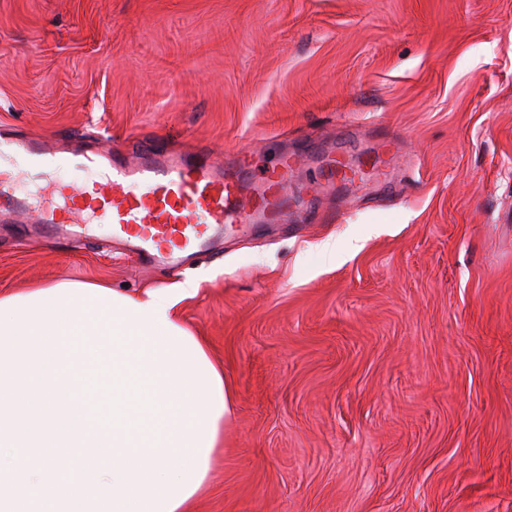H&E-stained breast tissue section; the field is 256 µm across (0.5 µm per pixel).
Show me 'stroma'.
<instances>
[{"label": "stroma", "instance_id": "35a3bbf8", "mask_svg": "<svg viewBox=\"0 0 512 512\" xmlns=\"http://www.w3.org/2000/svg\"><path fill=\"white\" fill-rule=\"evenodd\" d=\"M0 126L294 159L219 261L0 223L1 295L198 282L233 405L193 512H512V0H0Z\"/></svg>", "mask_w": 512, "mask_h": 512}]
</instances>
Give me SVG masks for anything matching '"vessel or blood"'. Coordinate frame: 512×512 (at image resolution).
Segmentation results:
<instances>
[{
	"label": "vessel or blood",
	"instance_id": "1",
	"mask_svg": "<svg viewBox=\"0 0 512 512\" xmlns=\"http://www.w3.org/2000/svg\"><path fill=\"white\" fill-rule=\"evenodd\" d=\"M64 166L90 170L81 184L57 181ZM292 164L254 185L241 158L205 153L174 157L143 149L136 163L109 150L65 154L35 141L0 139V221L29 215L32 223L107 224L114 238L140 259L173 263L206 252L221 256L228 224H284Z\"/></svg>",
	"mask_w": 512,
	"mask_h": 512
}]
</instances>
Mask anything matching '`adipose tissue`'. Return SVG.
<instances>
[{"instance_id":"adipose-tissue-1","label":"adipose tissue","mask_w":512,"mask_h":512,"mask_svg":"<svg viewBox=\"0 0 512 512\" xmlns=\"http://www.w3.org/2000/svg\"><path fill=\"white\" fill-rule=\"evenodd\" d=\"M197 290L0 295V512H191L230 409L176 316Z\"/></svg>"}]
</instances>
